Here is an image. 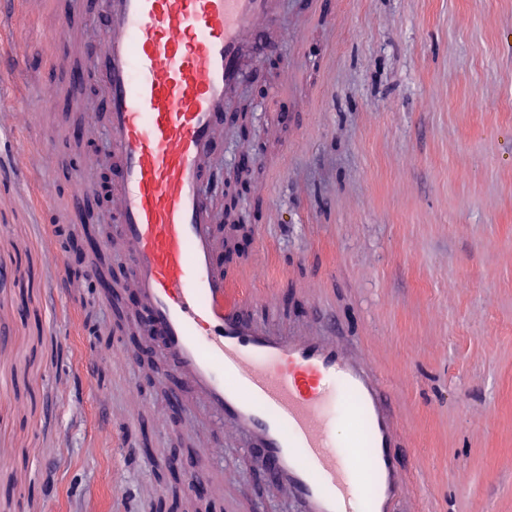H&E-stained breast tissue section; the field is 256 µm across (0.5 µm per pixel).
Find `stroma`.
I'll use <instances>...</instances> for the list:
<instances>
[{
  "label": "stroma",
  "mask_w": 512,
  "mask_h": 512,
  "mask_svg": "<svg viewBox=\"0 0 512 512\" xmlns=\"http://www.w3.org/2000/svg\"><path fill=\"white\" fill-rule=\"evenodd\" d=\"M98 9L0 0V47L24 42L0 60V512L166 510L197 471L218 512H298L197 404L170 408L153 353L92 291L62 292L71 224L52 210L74 175L112 224L104 125L81 156L68 132L102 91L56 63L101 38ZM64 20L66 43L45 41ZM265 37L209 163L220 212L253 158L227 274L250 318L336 337L382 376L400 512H512V0H281ZM88 336L118 361L87 372Z\"/></svg>",
  "instance_id": "stroma-1"
}]
</instances>
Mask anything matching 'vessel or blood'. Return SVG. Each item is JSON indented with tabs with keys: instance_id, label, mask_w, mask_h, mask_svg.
<instances>
[{
	"instance_id": "vessel-or-blood-1",
	"label": "vessel or blood",
	"mask_w": 512,
	"mask_h": 512,
	"mask_svg": "<svg viewBox=\"0 0 512 512\" xmlns=\"http://www.w3.org/2000/svg\"><path fill=\"white\" fill-rule=\"evenodd\" d=\"M277 0H103L74 82L105 94L113 239L174 396H199L300 512H398L400 422L386 386L332 336H285L214 258L207 161Z\"/></svg>"
}]
</instances>
